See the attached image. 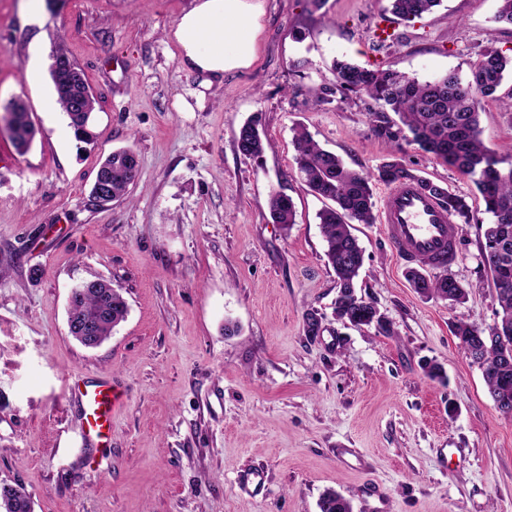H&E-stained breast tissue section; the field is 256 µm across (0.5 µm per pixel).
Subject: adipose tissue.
Instances as JSON below:
<instances>
[{
	"instance_id": "ef3b65f1",
	"label": "adipose tissue",
	"mask_w": 512,
	"mask_h": 512,
	"mask_svg": "<svg viewBox=\"0 0 512 512\" xmlns=\"http://www.w3.org/2000/svg\"><path fill=\"white\" fill-rule=\"evenodd\" d=\"M180 64L198 74L202 87L222 81L228 67L253 56V27L245 0H193L169 33Z\"/></svg>"
}]
</instances>
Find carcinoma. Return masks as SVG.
I'll return each mask as SVG.
<instances>
[{"mask_svg": "<svg viewBox=\"0 0 512 512\" xmlns=\"http://www.w3.org/2000/svg\"><path fill=\"white\" fill-rule=\"evenodd\" d=\"M440 0H390L391 13L400 20L413 21L438 6ZM336 91L342 95L363 93L375 104L369 109L372 128L392 148H399L403 130L411 134L410 142L469 177L481 195L485 213L490 215L479 250L491 274L501 308L500 323L490 333L477 326L459 322L453 334L464 354L483 374L489 394L503 414L512 413V362L500 361L503 348L512 349V162L487 148L480 140L479 107L481 99L493 96L502 85L504 74L512 70V57L488 49L470 68L467 76L452 69L432 80H420L384 63L374 68L340 60L334 64ZM58 101L81 141L92 138L89 124L81 113L95 110L96 98L84 95L88 84L81 70L61 69L51 73ZM398 116L401 127L394 128L387 112ZM21 150L28 149L35 131L28 109L17 105L4 117ZM238 151L260 158L265 142L259 121L245 123L236 135ZM294 160L305 185L318 196L333 202L318 213L325 242V256L336 277V316L356 327L384 330L383 318L374 305L359 306L356 281L363 266V248L352 232L350 221L374 223L373 182L390 184L401 179L417 181L423 191L436 198L451 212L470 221L465 198L423 179L391 156L374 174L348 168L335 153L323 149L306 128H295ZM137 155L130 149L113 152L100 165L97 175L110 180L109 199L125 196L136 176ZM269 216L274 224L288 229L295 224V205L288 195L273 192L268 199ZM407 279L422 296L461 304L468 295L463 284L450 274L432 279L417 268L407 271ZM128 304L121 290L100 280L97 288L72 289L69 316L97 323L96 344H101L112 330L125 321ZM319 512H353L351 502L334 489L325 490L317 503ZM0 512H32V502L25 489L7 501H0Z\"/></svg>", "mask_w": 512, "mask_h": 512, "instance_id": "carcinoma-1", "label": "carcinoma"}]
</instances>
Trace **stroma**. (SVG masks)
Returning <instances> with one entry per match:
<instances>
[{
  "mask_svg": "<svg viewBox=\"0 0 512 512\" xmlns=\"http://www.w3.org/2000/svg\"><path fill=\"white\" fill-rule=\"evenodd\" d=\"M190 5L44 0L34 19L25 0H0V104L24 100L36 129L21 153L0 120V479L21 484L33 512H318L329 488L354 512H512V418L453 334L460 320L486 331L500 320L472 181L402 142L406 165L472 209L443 270L468 297L421 296L381 225L358 224L356 293L391 330L357 328L336 317L325 202L299 179L292 144L305 125L349 167L375 172L389 148L366 95L334 94V61L390 62L427 80L468 72L489 48L512 56L499 0H442L411 22L388 0H251L253 58L207 89L168 37ZM380 25L393 34L381 48ZM59 47L97 98L88 144L45 109ZM256 117L268 142L259 159L235 143ZM480 137L512 157V107L483 99ZM121 148L139 161L130 196L95 205L98 167ZM274 191L295 203L290 229L269 218ZM92 279L129 306L94 349L67 327L72 288ZM435 363L443 378L429 376ZM68 374L111 377L110 447L86 437ZM249 469L261 487L239 483Z\"/></svg>",
  "mask_w": 512,
  "mask_h": 512,
  "instance_id": "obj_1",
  "label": "stroma"
}]
</instances>
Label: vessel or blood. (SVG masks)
<instances>
[{"instance_id": "vessel-or-blood-1", "label": "vessel or blood", "mask_w": 512, "mask_h": 512, "mask_svg": "<svg viewBox=\"0 0 512 512\" xmlns=\"http://www.w3.org/2000/svg\"><path fill=\"white\" fill-rule=\"evenodd\" d=\"M380 222L392 246L407 263L443 267L457 257L456 223L447 208L426 194L416 182L388 184L382 194ZM69 395L79 399L86 434L107 446L112 431V410L117 397L108 379L81 384L68 382Z\"/></svg>"}]
</instances>
